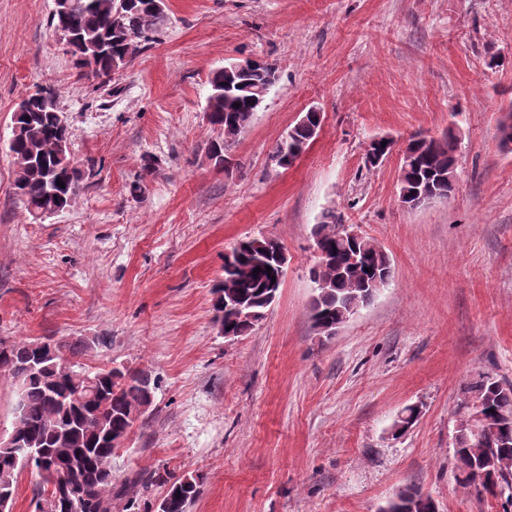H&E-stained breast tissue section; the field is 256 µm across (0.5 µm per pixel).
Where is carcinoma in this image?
Listing matches in <instances>:
<instances>
[{"mask_svg": "<svg viewBox=\"0 0 512 512\" xmlns=\"http://www.w3.org/2000/svg\"><path fill=\"white\" fill-rule=\"evenodd\" d=\"M149 0H70L66 10L53 9L51 22L61 34L75 58L81 75L108 79L125 67L147 39L146 33L165 24L166 11L147 10ZM122 7L125 17L118 24L112 18ZM211 91L206 109L210 124L222 125L232 120L239 126L250 124L258 108L254 100L271 82L258 75L237 79V86L224 91V71L210 80ZM315 123H299L291 128L289 138L297 148L305 149L313 141ZM16 165L15 195L32 217L58 213L70 205L77 193V168L70 152V132L56 99L42 96V89L29 94L26 106L12 116V141L9 145ZM457 138L448 132L441 139L422 137L417 149L401 160V189L423 194L448 190V170L456 168ZM64 186L57 185V182ZM332 266L319 272L310 269V278L329 282L316 290L310 304L312 322L334 325L351 310L370 304L373 294L365 286L371 274L384 280L392 278L389 256L374 248L371 239L353 242L339 233L322 241ZM259 274H253L254 270ZM278 266L260 239L248 240L238 259L224 263V279L214 290L215 322L226 336H247L261 322L270 306L272 277ZM232 300L251 317L241 318L226 308ZM89 348L83 339L58 340L45 347L41 359L30 369L17 374L9 366L29 363L33 351L28 342H9L0 338V376L12 381L22 376V392L15 408V425L20 439L41 449L44 474L37 490V512H68L58 496L53 475L76 472L89 510L112 512V500H125L127 512H188L201 493L202 477L186 473L179 477L155 470L140 478V491L128 495L127 486L112 480L115 438L125 439L139 416L153 403L155 386L141 373L118 368L85 369L75 358ZM71 359L72 373H61L54 353ZM95 381L94 398L74 402L83 386L80 376ZM481 406L491 424L471 443L473 448H487L494 454L512 455V386L504 385L486 373H477L461 390L460 420L471 411L470 404ZM69 436V445L59 446L60 435ZM458 479L468 486L492 492L501 487L512 492V472L495 476L483 473L477 457L467 448L454 449ZM29 468L24 451L0 446V502L12 508L19 475ZM155 487L164 489L152 497Z\"/></svg>", "mask_w": 512, "mask_h": 512, "instance_id": "carcinoma-1", "label": "carcinoma"}]
</instances>
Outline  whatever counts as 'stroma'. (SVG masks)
<instances>
[{
    "label": "stroma",
    "instance_id": "stroma-1",
    "mask_svg": "<svg viewBox=\"0 0 512 512\" xmlns=\"http://www.w3.org/2000/svg\"><path fill=\"white\" fill-rule=\"evenodd\" d=\"M53 0H0V337H108L89 369L148 374L154 402L112 458L121 481L197 472L190 512H378L397 491L440 512H512L457 478L461 386L512 384V0H168L167 21L110 80L80 75ZM274 63L263 108L214 166L212 75ZM51 89L78 192L33 219L14 194L12 115ZM321 128L288 168L277 142L310 108ZM458 137L451 195L400 201L401 146ZM396 150L365 165L371 140ZM152 171H145V162ZM335 210L389 256L392 279L324 336L310 320L312 230ZM284 246L276 302L247 336L219 334L224 252ZM420 411L394 433L398 414Z\"/></svg>",
    "mask_w": 512,
    "mask_h": 512
}]
</instances>
